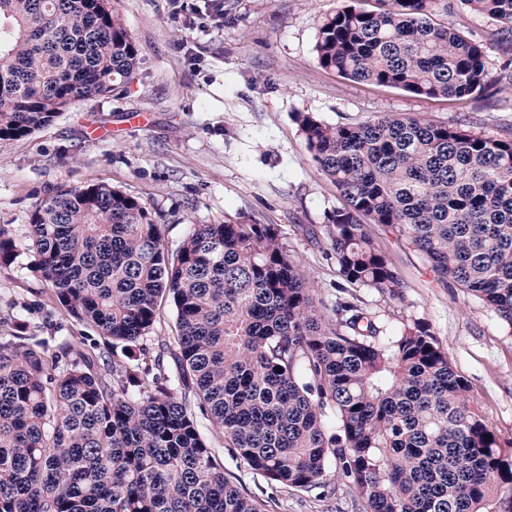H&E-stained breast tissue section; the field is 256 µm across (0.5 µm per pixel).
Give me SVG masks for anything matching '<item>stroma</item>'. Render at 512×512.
Instances as JSON below:
<instances>
[{
	"instance_id": "1",
	"label": "stroma",
	"mask_w": 512,
	"mask_h": 512,
	"mask_svg": "<svg viewBox=\"0 0 512 512\" xmlns=\"http://www.w3.org/2000/svg\"><path fill=\"white\" fill-rule=\"evenodd\" d=\"M111 0L140 53L135 75L107 98L77 102L30 136L0 141V225L21 234L55 188L105 182L137 197L176 249L191 225L224 220L277 225L291 257L331 304L339 279L324 225L342 205L321 176L294 120L311 112L330 123L407 113L464 124L491 138L512 135L507 55L489 38V19L437 12L484 46L491 90L483 98H426L346 79L322 69L312 48L320 20L342 0ZM368 231L391 258L404 288L391 299L357 288L364 308L388 333L425 326L471 387L474 401L512 458V326L455 284L436 280L425 258L384 227ZM29 255L0 266V314L52 319L57 334L80 344L87 331L29 272ZM331 497L275 492L269 512H359L357 496L331 477Z\"/></svg>"
}]
</instances>
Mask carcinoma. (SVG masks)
Instances as JSON below:
<instances>
[{
	"mask_svg": "<svg viewBox=\"0 0 512 512\" xmlns=\"http://www.w3.org/2000/svg\"><path fill=\"white\" fill-rule=\"evenodd\" d=\"M376 2L320 21V67L427 98L485 92L483 46L433 21L440 0ZM459 8L512 43V0L445 5ZM139 61L110 0H0V140L110 95ZM294 120L343 198L326 224L341 278L330 306L275 225L194 224L171 252L142 203L102 182L56 188L24 250L0 227V265L29 253L100 338L76 348L19 318L0 333V512H269L274 496L224 473L198 410L273 489L322 498L333 460L363 512H491L512 493V463L448 351L422 325L387 334L347 290L402 295L367 220L512 324V137L399 113ZM166 301L173 336L150 348Z\"/></svg>",
	"mask_w": 512,
	"mask_h": 512,
	"instance_id": "carcinoma-1",
	"label": "carcinoma"
}]
</instances>
